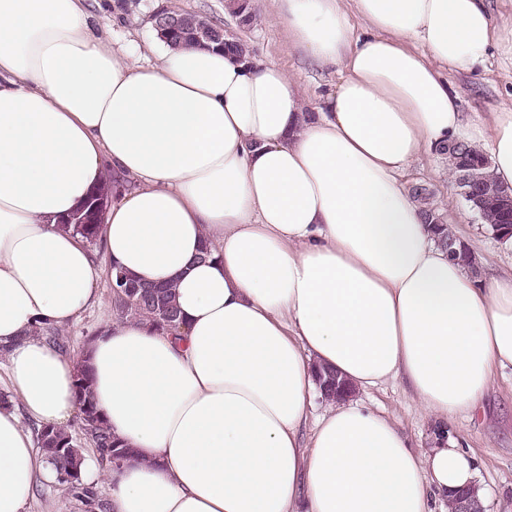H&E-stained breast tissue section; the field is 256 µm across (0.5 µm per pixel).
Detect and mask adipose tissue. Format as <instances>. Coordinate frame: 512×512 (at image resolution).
I'll list each match as a JSON object with an SVG mask.
<instances>
[{"label":"adipose tissue","mask_w":512,"mask_h":512,"mask_svg":"<svg viewBox=\"0 0 512 512\" xmlns=\"http://www.w3.org/2000/svg\"><path fill=\"white\" fill-rule=\"evenodd\" d=\"M276 4L290 44L340 76L316 111L276 61L116 50L85 0H0V352L19 397L0 404V512L54 477L31 427H69L81 359L135 451L105 474L110 512H433L476 489L447 423L512 367V275L450 260L402 176L486 140L512 188V108L466 121L445 77L512 37L485 0ZM110 172L133 187L103 215L108 263L175 284L186 322L112 320L74 359L31 330L101 304L94 255L60 223ZM316 365L357 391L404 379L435 447L350 401L312 417Z\"/></svg>","instance_id":"ef3b65f1"}]
</instances>
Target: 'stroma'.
Returning a JSON list of instances; mask_svg holds the SVG:
<instances>
[{
  "label": "stroma",
  "instance_id": "1",
  "mask_svg": "<svg viewBox=\"0 0 512 512\" xmlns=\"http://www.w3.org/2000/svg\"><path fill=\"white\" fill-rule=\"evenodd\" d=\"M171 0H86L93 29L117 44L144 43L151 33L150 15ZM182 9L206 14L227 32L246 40L258 55L276 59L296 76L309 106H316L337 81L332 71L320 68L288 41L270 0L255 7L251 26L239 27L224 9V0H172ZM448 83L464 115L477 117L512 104V50L491 47L488 58L467 72L452 73ZM408 184L434 190L437 208H453L459 223L454 231L473 250L481 267L498 273L512 270V251L505 249L487 224L458 195L448 171V160L430 150L405 176ZM354 400L364 402L392 419L413 447L433 445L436 422L425 415L403 379H396ZM448 441L458 444L474 459L478 484L486 499V512H512V368L497 371L480 411L448 423Z\"/></svg>",
  "mask_w": 512,
  "mask_h": 512
}]
</instances>
